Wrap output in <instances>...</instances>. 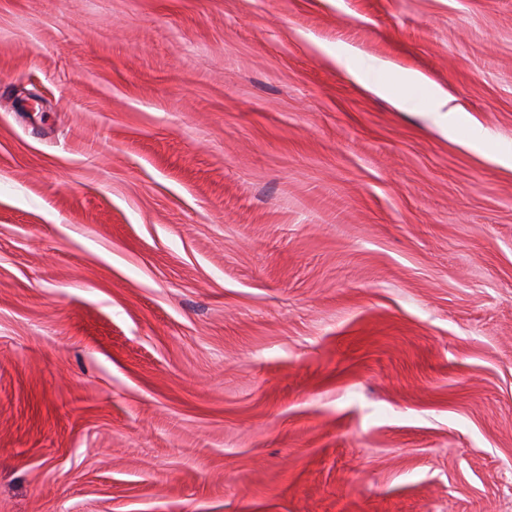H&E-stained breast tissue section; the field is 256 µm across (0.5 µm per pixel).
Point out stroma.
Wrapping results in <instances>:
<instances>
[{
  "instance_id": "stroma-1",
  "label": "stroma",
  "mask_w": 512,
  "mask_h": 512,
  "mask_svg": "<svg viewBox=\"0 0 512 512\" xmlns=\"http://www.w3.org/2000/svg\"><path fill=\"white\" fill-rule=\"evenodd\" d=\"M0 512H512V0H0Z\"/></svg>"
}]
</instances>
